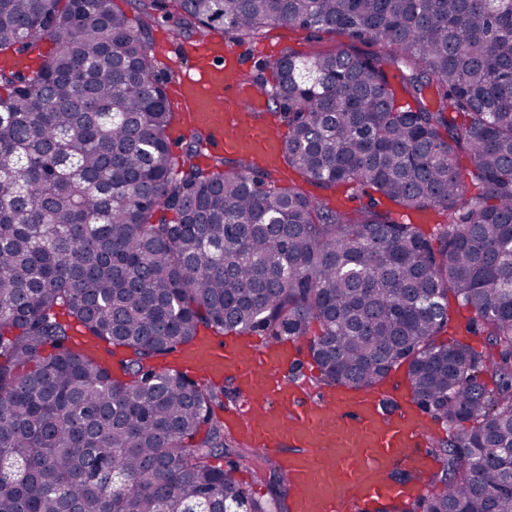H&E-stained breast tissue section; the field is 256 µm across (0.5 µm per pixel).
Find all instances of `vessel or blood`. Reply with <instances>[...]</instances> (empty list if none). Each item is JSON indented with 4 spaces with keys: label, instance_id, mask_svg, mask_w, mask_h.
Returning <instances> with one entry per match:
<instances>
[{
    "label": "vessel or blood",
    "instance_id": "1",
    "mask_svg": "<svg viewBox=\"0 0 512 512\" xmlns=\"http://www.w3.org/2000/svg\"><path fill=\"white\" fill-rule=\"evenodd\" d=\"M189 59L174 92L189 123L203 130L208 152L271 164L279 135L263 119V93L240 78L243 65L223 35L210 32L176 51ZM304 362L293 342L200 341L179 360L183 371L229 382V422L262 454L282 455L293 512H371L375 503H400L425 492L396 478L398 468L428 472L437 463L425 448L432 434L411 393L328 389L311 394L299 376Z\"/></svg>",
    "mask_w": 512,
    "mask_h": 512
}]
</instances>
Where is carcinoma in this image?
Listing matches in <instances>:
<instances>
[{
  "label": "carcinoma",
  "instance_id": "obj_1",
  "mask_svg": "<svg viewBox=\"0 0 512 512\" xmlns=\"http://www.w3.org/2000/svg\"><path fill=\"white\" fill-rule=\"evenodd\" d=\"M288 26L341 45L251 72L280 161L367 198L347 211L271 169L173 153L150 36ZM46 39L50 47L40 50ZM0 512H287L286 480L215 413L224 386L156 360L202 330L305 336L317 387L407 364L442 485L399 512H512V0H0ZM446 213L435 238L381 208ZM485 335L439 336L450 302ZM115 363L70 344L73 325ZM491 369L495 387L480 375ZM232 458L224 470L213 464ZM269 487L253 496L241 463Z\"/></svg>",
  "mask_w": 512,
  "mask_h": 512
}]
</instances>
